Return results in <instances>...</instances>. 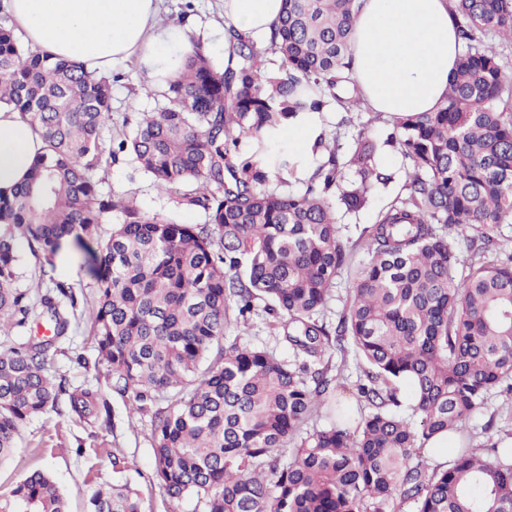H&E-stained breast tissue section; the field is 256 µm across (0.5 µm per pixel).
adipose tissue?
Returning a JSON list of instances; mask_svg holds the SVG:
<instances>
[{"mask_svg":"<svg viewBox=\"0 0 512 512\" xmlns=\"http://www.w3.org/2000/svg\"><path fill=\"white\" fill-rule=\"evenodd\" d=\"M352 78L364 107L383 115L433 111L445 98L462 53L451 0H358ZM282 0H224V30L263 41ZM29 44L105 73L135 58L156 83L176 77L191 51L186 31L158 22V0H9ZM44 150L41 137L12 106L0 103V188L18 185Z\"/></svg>","mask_w":512,"mask_h":512,"instance_id":"obj_1","label":"adipose tissue"}]
</instances>
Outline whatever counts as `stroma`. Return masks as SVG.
Instances as JSON below:
<instances>
[{"label": "stroma", "instance_id": "35a3bbf8", "mask_svg": "<svg viewBox=\"0 0 512 512\" xmlns=\"http://www.w3.org/2000/svg\"><path fill=\"white\" fill-rule=\"evenodd\" d=\"M159 19L173 26H189L192 37L215 60H223L224 45L211 35L214 26L224 22V0H161ZM120 74L112 87V120L103 129L104 140H111L122 131L124 119H135L138 112L153 109L155 101L145 89L135 62H119L110 68ZM342 115L335 107H327L319 122L336 136L342 152L353 150L352 137L380 143L379 164L392 180L375 188L366 207L356 213L337 207L336 218L340 237L349 248V263L336 279L332 298L325 313L327 321H336L346 308L356 272L365 253L360 240L362 230L377 222L380 212L402 192L410 163L394 147L385 145L393 130V120L373 112L351 115L349 124H342ZM94 179L100 193L135 198L148 212L158 213L179 224H201L205 214L198 209L175 207L169 196L159 193L150 178L125 164H104ZM53 275L75 289L77 295L93 297V280L87 270L83 253L63 249L54 259ZM94 342L83 330L71 332L60 351L51 353L50 368L64 377L68 387L94 380L99 392L110 406V416L78 419L69 412L49 413L33 419L22 430L14 458L0 466V494L7 493L21 476L34 470L50 472L61 487L69 512H85L89 492L98 485L112 482V451L125 458L122 473L138 490L145 512H167L169 504L153 479V449L149 415L129 412V403L112 390V378L106 367L95 364ZM468 427L476 445L498 444L512 447V393L491 391L484 408L475 414Z\"/></svg>", "mask_w": 512, "mask_h": 512}]
</instances>
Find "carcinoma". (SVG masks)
Masks as SVG:
<instances>
[{
  "instance_id": "carcinoma-1",
  "label": "carcinoma",
  "mask_w": 512,
  "mask_h": 512,
  "mask_svg": "<svg viewBox=\"0 0 512 512\" xmlns=\"http://www.w3.org/2000/svg\"><path fill=\"white\" fill-rule=\"evenodd\" d=\"M357 0H284L264 51L234 28L232 54L215 65L201 46L163 105L143 111L104 146L116 75H97L22 45L0 26V102L38 131L44 152L27 178L0 191V462L14 456L32 418L69 411L85 420L102 404L91 386L66 388L47 358L72 323L92 336L96 364L133 410L151 412L154 478L170 512L188 499L205 512H382L394 496L414 512H512V448L476 446L466 427L498 387L512 391V253L484 261L512 218V100L489 32L512 43V0H452L463 43L448 96L432 112L395 118L382 142L409 160L406 194L364 228L366 259L335 328L324 320L348 249L335 201L356 212L368 182L387 184L378 145L345 159L336 137L314 148L299 193L268 183L298 159L284 127L336 103L355 112L351 78ZM149 176L204 224H178L130 198L102 195L103 159ZM358 166L361 186L343 170ZM117 222L106 239L100 224ZM471 227L476 257L452 232ZM45 262L68 240L87 255L94 301L42 271L37 294L18 286L16 242ZM264 315L292 350L226 335ZM45 321L48 339L16 344L13 330ZM353 351L357 410L327 349ZM412 387L404 398L399 385ZM169 404L155 407L161 397ZM335 399L336 421L309 419ZM460 439L448 467L420 455L434 435ZM0 512H67L53 477L36 470L0 495ZM87 512H145L126 483L94 490Z\"/></svg>"
}]
</instances>
